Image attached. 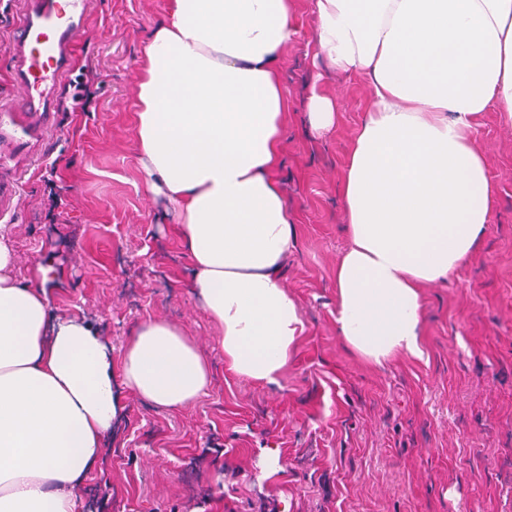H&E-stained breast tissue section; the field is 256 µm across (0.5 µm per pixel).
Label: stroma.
<instances>
[{
  "mask_svg": "<svg viewBox=\"0 0 512 512\" xmlns=\"http://www.w3.org/2000/svg\"><path fill=\"white\" fill-rule=\"evenodd\" d=\"M311 0L282 53L288 129L278 178L296 231L281 276L305 331L278 383L224 370L214 328L184 282L163 197L138 165L135 81L167 0H96L75 75L88 107L62 91L61 131L27 176L6 227L21 278L53 266L56 314L84 316L114 350L139 322L180 325L209 356L206 396L177 414L127 394L104 443L89 512H512V114L475 118L474 145L495 188L475 254L423 291V359L384 366L352 354L336 328V265L348 245L341 180L365 115L367 81L311 66ZM340 108L335 129L309 128L313 81ZM279 449L282 468L264 469Z\"/></svg>",
  "mask_w": 512,
  "mask_h": 512,
  "instance_id": "35a3bbf8",
  "label": "stroma"
}]
</instances>
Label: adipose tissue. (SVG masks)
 Returning a JSON list of instances; mask_svg holds the SVG:
<instances>
[{
  "mask_svg": "<svg viewBox=\"0 0 512 512\" xmlns=\"http://www.w3.org/2000/svg\"><path fill=\"white\" fill-rule=\"evenodd\" d=\"M314 60L369 82L341 194L336 326L382 366L421 356V290L470 259L494 190L473 118L512 112V0H314ZM295 0H168L135 90L141 172L168 199L224 369L277 383L304 329L280 270L295 246L275 178ZM0 233V512H80L124 391L179 412L208 392L200 345L163 318L121 353L15 274Z\"/></svg>",
  "mask_w": 512,
  "mask_h": 512,
  "instance_id": "1",
  "label": "adipose tissue"
}]
</instances>
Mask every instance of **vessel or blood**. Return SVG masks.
I'll return each mask as SVG.
<instances>
[{
  "label": "vessel or blood",
  "instance_id": "1",
  "mask_svg": "<svg viewBox=\"0 0 512 512\" xmlns=\"http://www.w3.org/2000/svg\"><path fill=\"white\" fill-rule=\"evenodd\" d=\"M6 47L17 91L0 103V222L14 216L22 181L58 131V90L73 71L95 0H16Z\"/></svg>",
  "mask_w": 512,
  "mask_h": 512
}]
</instances>
